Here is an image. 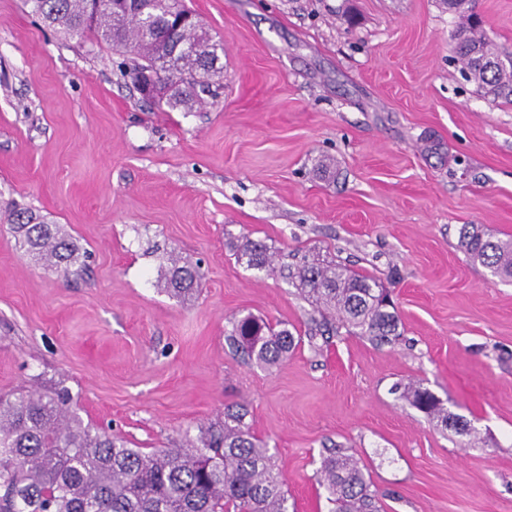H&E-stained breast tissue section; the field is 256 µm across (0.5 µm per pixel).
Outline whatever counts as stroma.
Listing matches in <instances>:
<instances>
[{"label":"stroma","instance_id":"obj_1","mask_svg":"<svg viewBox=\"0 0 512 512\" xmlns=\"http://www.w3.org/2000/svg\"><path fill=\"white\" fill-rule=\"evenodd\" d=\"M185 3L224 43L217 96L189 111L141 99L111 47L0 0V394L65 384L84 422L148 452L246 404L290 512H328L331 448L384 512H512V282L458 237L512 238V102L464 77L443 0ZM475 7L512 52V0ZM18 208L73 238L69 274L18 247ZM244 236L275 271L237 262ZM172 252L202 275L186 301L158 284ZM312 255L386 288L399 339L309 343L314 311L278 268ZM241 312L298 337L286 361L235 354ZM409 383L475 437L429 422Z\"/></svg>","mask_w":512,"mask_h":512}]
</instances>
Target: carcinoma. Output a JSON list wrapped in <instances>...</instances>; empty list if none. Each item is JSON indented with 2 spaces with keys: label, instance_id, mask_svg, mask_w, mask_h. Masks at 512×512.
Returning <instances> with one entry per match:
<instances>
[{
  "label": "carcinoma",
  "instance_id": "cac0c4a2",
  "mask_svg": "<svg viewBox=\"0 0 512 512\" xmlns=\"http://www.w3.org/2000/svg\"><path fill=\"white\" fill-rule=\"evenodd\" d=\"M42 22L64 36L92 37L112 49L132 55L122 66L128 76L140 68L155 71L171 87L163 102L172 109L190 110L214 94L224 73L219 63L224 45L211 41L199 52L192 25L177 28L173 15L188 13L183 0H136V12L125 17L118 0H28ZM456 14V54L469 80L485 94L512 96V52L491 50L475 14L472 0H444ZM170 57L178 63L171 68ZM16 242L26 253L67 274L77 263L79 248L55 224L29 212L11 216ZM459 243L470 261L491 278L512 279V240L495 238L471 224L459 229ZM237 261L251 269H269L272 256L261 241L248 237L235 246ZM164 291L185 300L197 291L199 271L180 264L175 255ZM288 278L321 314L312 319L310 340L345 329L375 344L401 336V321L389 294L369 276L320 259L306 262ZM226 339L248 362L277 365L296 346L286 328L251 314L230 319ZM405 396L432 422L448 427L460 417L449 414L428 389L410 385ZM68 389L59 385L45 394L0 395V512H288L286 481L246 422L247 406L224 408L217 419L199 427L194 437L171 448L146 452L129 447L124 438L101 432L70 410ZM322 485L330 512H380L377 495L360 461L329 453L321 463Z\"/></svg>",
  "mask_w": 512,
  "mask_h": 512
}]
</instances>
